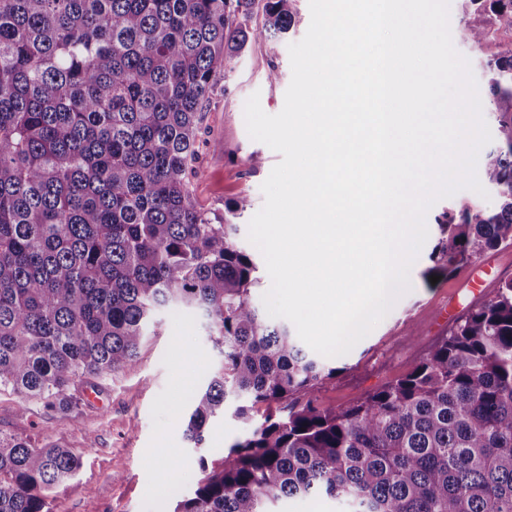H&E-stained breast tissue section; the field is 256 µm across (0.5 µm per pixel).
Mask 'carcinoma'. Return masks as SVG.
Segmentation results:
<instances>
[{
	"instance_id": "cac0c4a2",
	"label": "carcinoma",
	"mask_w": 512,
	"mask_h": 512,
	"mask_svg": "<svg viewBox=\"0 0 512 512\" xmlns=\"http://www.w3.org/2000/svg\"><path fill=\"white\" fill-rule=\"evenodd\" d=\"M295 0H0V392L65 415L81 379L134 367L153 314L203 315L222 355L192 397L199 445L234 395L277 405L173 512H267L327 496L353 512H512V278L463 314L407 375L347 407L297 336L256 306L251 257L193 181L203 112L252 40L294 27ZM480 48L512 33V0H465ZM502 138L482 169L487 213L439 221L431 271L512 247V44L491 54ZM73 451L0 431V512H50Z\"/></svg>"
}]
</instances>
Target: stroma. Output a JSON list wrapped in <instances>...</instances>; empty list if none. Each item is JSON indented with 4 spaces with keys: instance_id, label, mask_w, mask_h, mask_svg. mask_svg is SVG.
I'll return each instance as SVG.
<instances>
[{
    "instance_id": "stroma-1",
    "label": "stroma",
    "mask_w": 512,
    "mask_h": 512,
    "mask_svg": "<svg viewBox=\"0 0 512 512\" xmlns=\"http://www.w3.org/2000/svg\"><path fill=\"white\" fill-rule=\"evenodd\" d=\"M296 26L287 39L249 43L232 63L224 91L203 114L198 143L202 175L194 182L197 203L223 210L225 203L247 198L248 208L234 217L239 247L253 254L266 292L271 280L262 254L247 238L248 225L261 209V185L281 154L252 140L244 121V105L259 94L263 110L279 113L291 81L288 52L310 24L309 0H296ZM464 0H449V23L455 49L468 59L481 102H488V85L480 63L494 45L476 48L463 35ZM277 71V82L267 74ZM496 197L484 198L469 189L439 200L428 211L429 233L449 211L487 212ZM431 245H424L410 270V290L388 315L353 349L329 358L335 377L318 391L322 405L344 407L407 374L445 336L470 306L494 291L500 280L512 278V248L489 252L475 260V277L483 290H472L462 274L442 275L431 282ZM220 351L199 315L179 309L159 311L140 348L138 364L115 374L78 383V405L67 415L47 412L33 400L0 394V431L35 441L60 443L80 458L81 468L52 492L51 512H171L178 497L189 494L202 476L198 449L184 438L183 417L188 401L219 365ZM100 402L87 401V389ZM250 423L225 410L206 429L203 449L220 462L229 447L244 438Z\"/></svg>"
}]
</instances>
